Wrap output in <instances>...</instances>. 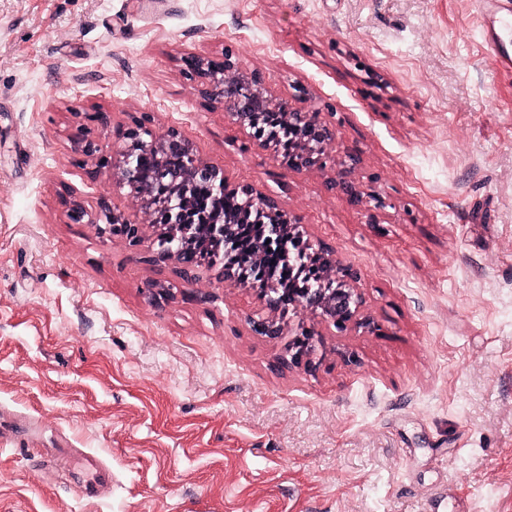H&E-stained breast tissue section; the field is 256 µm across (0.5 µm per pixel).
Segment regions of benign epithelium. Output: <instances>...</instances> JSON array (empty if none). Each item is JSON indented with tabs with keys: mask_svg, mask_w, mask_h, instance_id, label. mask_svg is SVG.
<instances>
[{
	"mask_svg": "<svg viewBox=\"0 0 512 512\" xmlns=\"http://www.w3.org/2000/svg\"><path fill=\"white\" fill-rule=\"evenodd\" d=\"M187 71L200 79L198 93L211 100L224 102L228 119L236 127L246 131L254 143L266 149L269 138L252 127L250 117L254 112H284L288 116V126L299 128L306 133L304 149L289 162V167L302 170L322 164L327 150L335 142V126L321 117V113L292 108L268 94L263 88V79L259 72L245 73L239 69L232 52H224V61L217 64L210 58L189 54L184 58ZM175 152L181 155L182 168L171 173L161 172L178 183L189 178L203 179L213 184L216 193L224 192L228 179L224 172L203 161L190 140L176 126L157 130L149 117L135 121L125 132V143L113 150V181L137 202L143 203L144 218L136 223H116V214L108 200L102 198L94 211L77 199L69 202L68 218L73 224H92L103 237H118L132 247L149 243L150 260L155 263H173L184 277H194L205 267L199 257L185 259L172 247V239L160 235L158 224L164 222L174 229L185 227L173 198L157 195L142 184L135 156L139 149ZM328 189L342 194L354 205L364 203L363 193L355 181L345 175L328 183ZM238 192L246 201L266 211H277L279 206L271 198L256 192L249 185L237 186ZM320 256L331 269L330 279L334 284L328 288H304L296 292L280 293L276 283V273L261 269L259 276L266 279L269 287L261 292L265 307L272 313L293 310L317 316L325 324L338 330L352 326L366 329L371 326L370 319L362 313V297L350 283L357 281L358 272L350 266L336 263L333 254L317 248ZM254 327L264 336L277 339L283 335V325L274 318H265L254 322ZM293 351L289 359L283 361L288 367L304 366L312 369V355L315 350L314 332L304 329L292 338Z\"/></svg>",
	"mask_w": 512,
	"mask_h": 512,
	"instance_id": "benign-epithelium-1",
	"label": "benign epithelium"
}]
</instances>
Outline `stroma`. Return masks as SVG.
I'll list each match as a JSON object with an SVG mask.
<instances>
[{
    "label": "stroma",
    "mask_w": 512,
    "mask_h": 512,
    "mask_svg": "<svg viewBox=\"0 0 512 512\" xmlns=\"http://www.w3.org/2000/svg\"><path fill=\"white\" fill-rule=\"evenodd\" d=\"M228 48L335 124L322 165L196 92L184 56ZM145 115L357 269L373 330L281 312L269 339L221 267L70 223L142 219L75 140ZM351 154L384 208L327 190ZM304 328L313 372L280 363ZM0 512H512V69L477 0H0Z\"/></svg>",
    "instance_id": "obj_1"
}]
</instances>
